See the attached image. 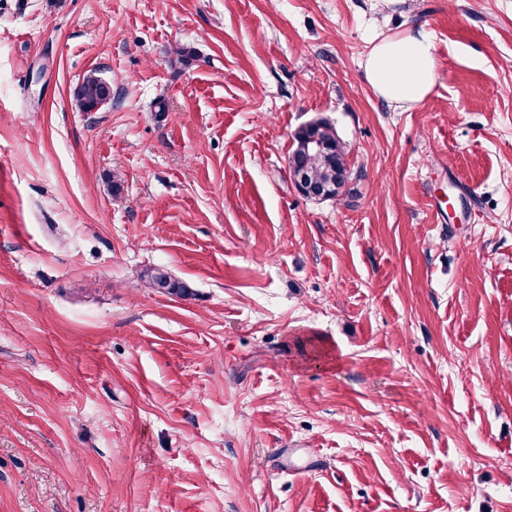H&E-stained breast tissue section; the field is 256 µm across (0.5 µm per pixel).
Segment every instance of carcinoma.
I'll use <instances>...</instances> for the list:
<instances>
[{
    "label": "carcinoma",
    "mask_w": 512,
    "mask_h": 512,
    "mask_svg": "<svg viewBox=\"0 0 512 512\" xmlns=\"http://www.w3.org/2000/svg\"><path fill=\"white\" fill-rule=\"evenodd\" d=\"M112 86L95 73L88 74L75 92L77 108L82 112H92L105 99H111ZM326 144V151L321 155L308 154L302 150L301 135L294 134L295 146L288 157L290 178L300 172L308 174L310 181L319 185L343 188L346 181L340 179L341 173L348 169L346 151L337 135L336 129L326 124L312 132ZM139 279L149 288L163 289L171 295L185 297L190 286L171 278L168 272L159 267H149L139 273Z\"/></svg>",
    "instance_id": "1"
}]
</instances>
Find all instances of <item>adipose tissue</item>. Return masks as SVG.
<instances>
[{
    "instance_id": "ef3b65f1",
    "label": "adipose tissue",
    "mask_w": 512,
    "mask_h": 512,
    "mask_svg": "<svg viewBox=\"0 0 512 512\" xmlns=\"http://www.w3.org/2000/svg\"><path fill=\"white\" fill-rule=\"evenodd\" d=\"M364 73L386 102L405 106L419 103L436 82L434 42L427 32L413 28L381 40L365 59Z\"/></svg>"
}]
</instances>
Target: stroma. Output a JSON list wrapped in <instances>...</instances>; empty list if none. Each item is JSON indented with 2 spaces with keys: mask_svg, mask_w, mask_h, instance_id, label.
<instances>
[{
  "mask_svg": "<svg viewBox=\"0 0 512 512\" xmlns=\"http://www.w3.org/2000/svg\"><path fill=\"white\" fill-rule=\"evenodd\" d=\"M0 512H512V0H0ZM376 94L388 103L411 106L423 101L436 82L434 42L423 29L377 43L364 61ZM112 97V86L96 73L88 74L75 92L77 108L83 112H92L105 99ZM300 130L294 134L295 146L288 157V171L292 182L300 172L305 171L310 181L319 185L332 186L331 191L335 194L337 185V188H342V194L349 178L339 181L336 179L344 170H348V164L346 151L336 129L330 124H324L323 129H316L310 133V135L318 136L326 144L327 149L321 155L308 154L301 149ZM139 279L148 288L163 289L168 294L185 297L190 292V286L171 278L168 272L159 267H149L139 273Z\"/></svg>",
  "mask_w": 512,
  "mask_h": 512,
  "instance_id": "35a3bbf8",
  "label": "stroma"
}]
</instances>
